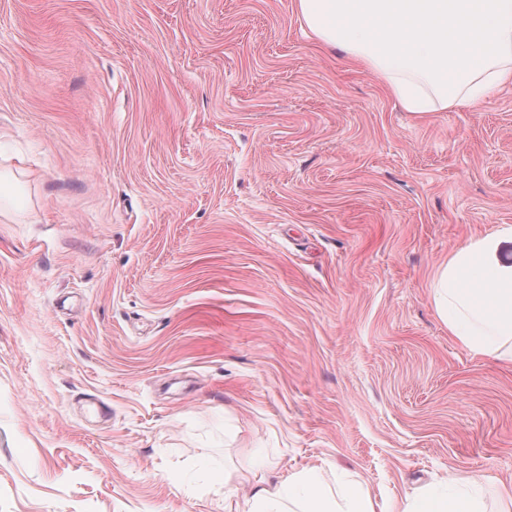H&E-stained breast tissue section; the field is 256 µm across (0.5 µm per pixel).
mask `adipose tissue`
<instances>
[{"mask_svg":"<svg viewBox=\"0 0 512 512\" xmlns=\"http://www.w3.org/2000/svg\"><path fill=\"white\" fill-rule=\"evenodd\" d=\"M323 45L371 70L409 112L476 105L512 80V0H295ZM512 225L474 237L449 253L431 283L448 333L471 353L512 364V265L501 263ZM484 477L449 472V492L403 500L397 512H485L475 494ZM250 483L245 506L238 487ZM225 512H375L363 483L332 489L317 466L248 482L225 473Z\"/></svg>","mask_w":512,"mask_h":512,"instance_id":"adipose-tissue-1","label":"adipose tissue"}]
</instances>
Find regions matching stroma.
<instances>
[{
  "mask_svg": "<svg viewBox=\"0 0 512 512\" xmlns=\"http://www.w3.org/2000/svg\"><path fill=\"white\" fill-rule=\"evenodd\" d=\"M0 186V512H224L256 454L512 488V365L429 296L512 224V81L416 115L295 0H0Z\"/></svg>",
  "mask_w": 512,
  "mask_h": 512,
  "instance_id": "1",
  "label": "stroma"
}]
</instances>
